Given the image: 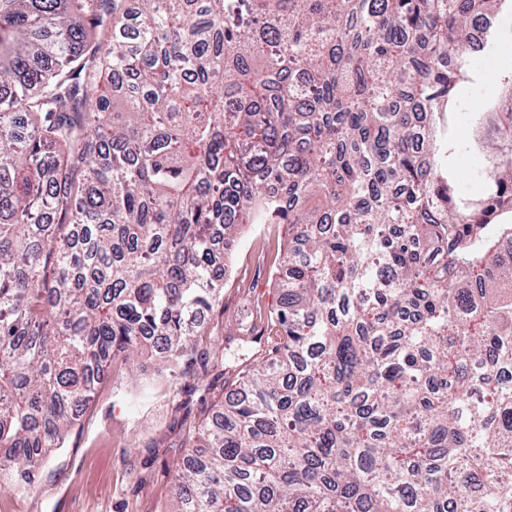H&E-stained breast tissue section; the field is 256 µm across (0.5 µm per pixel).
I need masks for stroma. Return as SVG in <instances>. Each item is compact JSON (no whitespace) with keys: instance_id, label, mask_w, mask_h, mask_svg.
I'll use <instances>...</instances> for the list:
<instances>
[{"instance_id":"obj_1","label":"stroma","mask_w":512,"mask_h":512,"mask_svg":"<svg viewBox=\"0 0 512 512\" xmlns=\"http://www.w3.org/2000/svg\"><path fill=\"white\" fill-rule=\"evenodd\" d=\"M494 33V50L470 58L480 78L461 89L449 124L448 164L469 194L481 191L485 162L474 145L475 114L501 95L500 82L483 73L512 69V13L497 17ZM283 234L280 224L245 227L195 351L176 364L144 353L134 372L113 361L63 448L37 476L35 490L1 497L0 512H175V467L195 446L200 425L224 398V383L235 381L244 361L243 349L227 346L224 338L264 329L274 299L273 257Z\"/></svg>"}]
</instances>
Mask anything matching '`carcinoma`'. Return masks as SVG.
Instances as JSON below:
<instances>
[{"mask_svg":"<svg viewBox=\"0 0 512 512\" xmlns=\"http://www.w3.org/2000/svg\"><path fill=\"white\" fill-rule=\"evenodd\" d=\"M512 0H0V495L116 359L177 361L247 224L270 335L175 512H512V121L437 117Z\"/></svg>","mask_w":512,"mask_h":512,"instance_id":"1","label":"carcinoma"}]
</instances>
